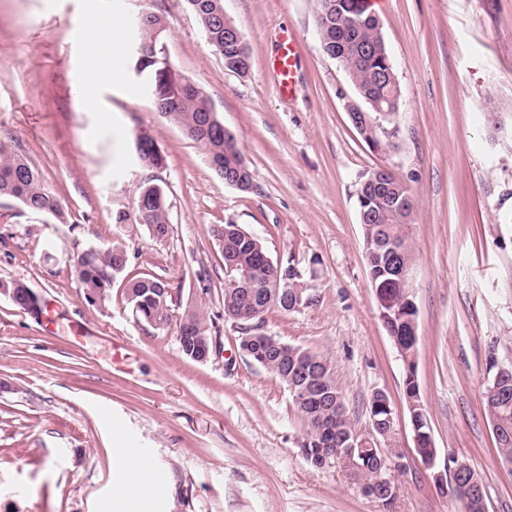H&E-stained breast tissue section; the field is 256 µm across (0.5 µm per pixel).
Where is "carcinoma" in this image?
<instances>
[{"label": "carcinoma", "instance_id": "1", "mask_svg": "<svg viewBox=\"0 0 512 512\" xmlns=\"http://www.w3.org/2000/svg\"><path fill=\"white\" fill-rule=\"evenodd\" d=\"M186 8L195 16L209 45L232 62L239 55H249L245 40L224 41V21L217 12L224 9V0H184ZM316 17L322 18L321 47L342 58L344 70L351 73L360 90L386 107L394 89L388 79L381 78L389 54L382 36L379 18L368 11L366 0H316ZM165 19L154 12L145 13L143 26L137 38L150 45L164 38ZM151 54L135 58L138 76L156 87L158 69ZM159 114L177 124L184 135L202 150L209 164H218V176L224 170L237 171L244 165L240 149L234 139L224 138L223 122L213 111L205 93L188 79L172 81L164 86L161 96L155 98ZM135 151L142 165L162 166L164 157L155 138L135 137ZM364 198L357 199L361 221L365 258L372 285L378 287L389 307L382 320L387 333L395 335L403 347L402 361L412 362L416 344L409 336L411 327L405 311L408 287L391 270L393 261L413 260L412 224L413 205L396 211L385 210L387 201H398L409 196L406 186L395 179L363 189ZM12 200L26 210L50 216L65 223V211L58 197L43 183L41 170L10 137H0V199ZM137 212L129 216L119 211L112 217L115 224L134 220L158 228L160 235L169 233V205L162 187L147 182L139 187L135 197ZM224 261V270L234 267L250 271L252 282L246 287L224 284V319L234 322H253L262 319L272 308L286 313L294 312L295 294L302 296V306L313 304L308 285L301 273L291 265L269 261L262 242L240 225L227 223L214 230ZM126 250L118 245L106 248L90 247L76 256L74 270L85 292L98 296L103 302L108 297L117 276L114 264L122 261L127 266ZM126 299L136 319L147 325L164 317L173 306V296L163 280L151 275L139 276L126 284ZM187 322L181 326L178 340L182 353L211 340L210 332H219L215 318L201 304L191 305ZM240 349L253 362L261 365L291 391L292 401L306 427L300 451L314 467H321L322 454L336 449L337 466L361 490L378 488L382 469L373 456L344 458L346 440L356 432L344 405L342 391L336 380L335 365L326 355L298 346H292L262 331H245L240 337ZM405 398L414 402L413 411L419 430L430 432L425 410L421 406L419 386L405 381ZM385 396H376L370 402L371 427L378 435H393L387 422ZM488 417L498 423L497 449L502 461L512 463V367H505L494 375L484 388ZM446 497L456 505L457 512H488L485 485L473 468L462 477L448 472Z\"/></svg>", "mask_w": 512, "mask_h": 512}]
</instances>
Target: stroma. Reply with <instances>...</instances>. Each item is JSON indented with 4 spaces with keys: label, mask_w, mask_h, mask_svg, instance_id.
<instances>
[{
    "label": "stroma",
    "mask_w": 512,
    "mask_h": 512,
    "mask_svg": "<svg viewBox=\"0 0 512 512\" xmlns=\"http://www.w3.org/2000/svg\"><path fill=\"white\" fill-rule=\"evenodd\" d=\"M377 2L400 87L398 133L379 149L349 120L353 88L320 46L314 0H224L250 54L243 77L225 71L182 0H0V136L28 152L67 214L61 224L0 199V279L25 283L54 318L0 297V512H114L125 448L166 487L149 512H454L414 459L406 370L368 276L356 191L383 166L413 200L416 376L438 462L475 468L488 512H512V467L482 398L490 364L512 365V0ZM143 10L165 16L167 53L235 136L249 190L225 184L157 112L133 68L131 23ZM92 17L120 21L124 37L93 109L75 37ZM283 33L297 48L286 95L270 67ZM139 129L157 140L161 168L140 164ZM148 181L170 205L160 241L146 225L112 222ZM229 222L293 263L315 299L292 314L269 310L260 331L331 357L358 431L372 394L390 399L389 445L406 465L390 509L339 468L303 458L288 388L245 356L240 324L220 321L217 353L197 362L175 327L134 317L125 287L143 274L179 305L201 296L222 311L214 231ZM115 241L127 267L105 303H90L73 258Z\"/></svg>",
    "instance_id": "1"
}]
</instances>
